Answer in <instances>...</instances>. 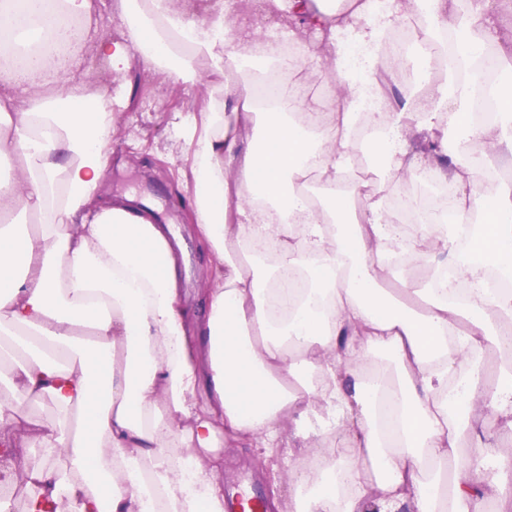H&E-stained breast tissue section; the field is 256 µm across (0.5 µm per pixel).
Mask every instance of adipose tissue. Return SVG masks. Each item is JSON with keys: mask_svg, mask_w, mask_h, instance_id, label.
<instances>
[{"mask_svg": "<svg viewBox=\"0 0 512 512\" xmlns=\"http://www.w3.org/2000/svg\"><path fill=\"white\" fill-rule=\"evenodd\" d=\"M248 2L223 0L206 23L187 20L174 0H120L128 34L110 39L98 33L96 0H0V36L32 24L46 35L38 53L0 66L1 81H25L29 92L22 102L0 93V154L15 153L22 175L0 180V335L24 351L9 379L19 399L50 400L59 414L52 429L27 428L26 443L65 459L30 466L5 432L14 410L0 404V447L34 489L29 512H224L225 439L303 449L313 433L329 437L336 466L323 480L305 466L288 471L293 512H402L409 501L415 512H484L494 496L511 505L512 485L456 449L477 408L512 415V369L480 363L455 406L448 375L512 326V294L488 288L481 273L492 264L512 275V184L480 183L463 149L437 169L459 189L456 223L486 226L478 262L458 269L471 285L461 307L439 288L386 294L383 243L396 228L382 198L368 197L358 212L333 197L313 209L302 177L311 161L319 182L335 186L351 177L358 149L415 170L413 134L449 151L442 117L512 149V134L473 123L468 108L488 97L512 117V84L492 81L484 50L497 36L512 43V25L498 29L474 13L442 81L387 102L389 135L360 140L364 86L378 84L386 62H404L386 49L400 10L421 17L413 37L429 61L452 24L448 0H395L386 11L378 0H262L266 16L287 20L302 56L328 65L331 120L309 128L292 94L255 104L256 76L290 65L252 49L236 23ZM75 33L110 65L112 81L91 86L63 56ZM147 40L150 65L201 55L214 78L240 76L208 111L171 117L189 150L182 186L194 229L214 258L195 318L181 301L173 229L100 199L109 114L129 97L121 75ZM349 43L372 50L362 71L344 63ZM228 111L245 124L263 112V148L225 131ZM24 213L38 219L37 233L8 223ZM186 460L195 467L189 485L180 477ZM366 463L374 478L363 477Z\"/></svg>", "mask_w": 512, "mask_h": 512, "instance_id": "obj_1", "label": "adipose tissue"}]
</instances>
